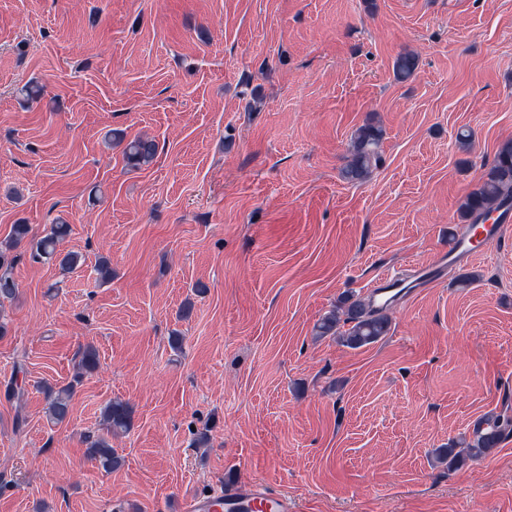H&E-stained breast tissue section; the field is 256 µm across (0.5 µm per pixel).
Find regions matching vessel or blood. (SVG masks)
<instances>
[{"label": "vessel or blood", "instance_id": "obj_1", "mask_svg": "<svg viewBox=\"0 0 512 512\" xmlns=\"http://www.w3.org/2000/svg\"><path fill=\"white\" fill-rule=\"evenodd\" d=\"M511 228L512 211L506 209L495 212L480 227L463 225L447 250L439 252L431 261L413 262L400 271L384 275L375 292L380 295L399 289L409 278L425 281L433 272L452 267L459 260L480 257L490 240L502 237ZM182 512H297V508L286 495L256 485H236L225 487L213 496L186 498Z\"/></svg>", "mask_w": 512, "mask_h": 512}]
</instances>
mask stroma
I'll list each match as a JSON object with an SVG mask.
<instances>
[{
  "instance_id": "1",
  "label": "stroma",
  "mask_w": 512,
  "mask_h": 512,
  "mask_svg": "<svg viewBox=\"0 0 512 512\" xmlns=\"http://www.w3.org/2000/svg\"><path fill=\"white\" fill-rule=\"evenodd\" d=\"M366 123L382 162L350 183ZM111 129L154 139V162L128 167ZM506 139L512 0H0V241L61 219L60 251L84 258L64 275L13 251L0 512H181L241 482L299 512H512V438L435 458L512 415V234L390 307L377 343L313 336L341 297L447 247ZM46 383L75 386L64 423ZM116 398L133 426L107 473L82 437ZM512 436V416L507 414L488 413L480 417L474 424L471 433L443 448L438 453L441 462H448L452 468L466 459L479 460L491 454L506 439ZM460 445L461 450L456 451Z\"/></svg>"
}]
</instances>
